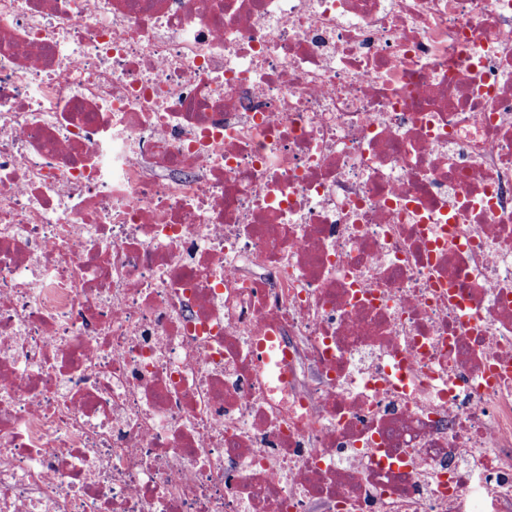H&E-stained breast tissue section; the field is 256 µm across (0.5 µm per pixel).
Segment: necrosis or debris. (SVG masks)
Masks as SVG:
<instances>
[{
	"instance_id": "necrosis-or-debris-1",
	"label": "necrosis or debris",
	"mask_w": 512,
	"mask_h": 512,
	"mask_svg": "<svg viewBox=\"0 0 512 512\" xmlns=\"http://www.w3.org/2000/svg\"><path fill=\"white\" fill-rule=\"evenodd\" d=\"M316 503L512 512V0H0V512Z\"/></svg>"
}]
</instances>
